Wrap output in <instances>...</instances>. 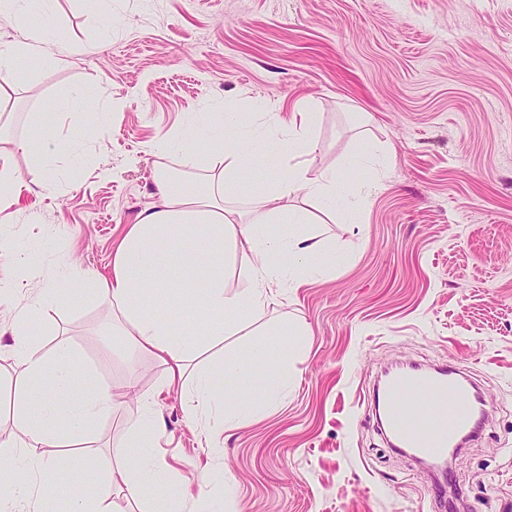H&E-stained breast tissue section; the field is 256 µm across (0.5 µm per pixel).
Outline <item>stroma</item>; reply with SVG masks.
<instances>
[{
	"mask_svg": "<svg viewBox=\"0 0 512 512\" xmlns=\"http://www.w3.org/2000/svg\"><path fill=\"white\" fill-rule=\"evenodd\" d=\"M114 28L83 0H55L52 20L0 16V44L56 30L47 61L0 91V121L38 144L33 116L60 115L51 187L18 205L19 240L35 247L29 288L63 261L106 276L112 252L152 203L159 169L200 170L151 144L205 106L233 113L239 137L271 125L268 153L233 198L248 205L288 139L275 119L294 105L315 114L308 175L335 170L336 265L224 341L194 368L265 341L294 363L289 392L261 417L208 447L187 400L165 387L166 367L109 334L111 311L83 295L47 312L42 348L65 334L95 382L157 394L166 424L159 453L173 477L205 489L194 512H512V0H112ZM93 53H83L85 45ZM103 112L88 133L68 116L77 103ZM275 105L260 117L254 103ZM378 187L365 194L364 183ZM286 314L307 344L271 335ZM463 363L492 416L452 472L455 493L393 450L371 394L388 361ZM122 398L94 447L69 470L94 489L137 414Z\"/></svg>",
	"mask_w": 512,
	"mask_h": 512,
	"instance_id": "35a3bbf8",
	"label": "stroma"
}]
</instances>
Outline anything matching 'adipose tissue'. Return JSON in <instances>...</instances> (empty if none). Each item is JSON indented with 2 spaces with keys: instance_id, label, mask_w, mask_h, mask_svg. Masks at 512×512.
<instances>
[{
  "instance_id": "obj_1",
  "label": "adipose tissue",
  "mask_w": 512,
  "mask_h": 512,
  "mask_svg": "<svg viewBox=\"0 0 512 512\" xmlns=\"http://www.w3.org/2000/svg\"><path fill=\"white\" fill-rule=\"evenodd\" d=\"M43 62L38 42L1 44L0 80L17 79ZM57 120L51 112L36 114L34 123L43 135L37 151L25 141L0 135V213L14 206L29 179L53 182L48 160L54 151ZM313 122L306 106L295 108L288 123V149L244 210L231 206L226 198L248 182L262 158L248 144L225 150L221 113L191 116L179 131L156 141L153 153L162 157L181 153L187 165L203 171L205 183L176 187L166 174H158L156 201L130 225L112 257L110 276H93L68 262L65 285L47 281L26 303H19L11 282L27 253L12 235L0 233V254L9 260L0 270V352L13 356L18 364L11 378L18 442L0 459V469L14 473L16 479L0 485V512H108L116 488L140 502L143 512H185L194 504L193 495L173 482L166 465L151 456L129 460V449L157 447L165 434L147 393L124 450L94 493L73 488L65 503H58L53 488L65 482L66 464L47 456L46 448L88 445L121 394L109 385L87 390L92 375L77 369L73 345L63 339L51 352H43L36 326L44 313L69 295L91 290L96 300L109 305L115 327L129 345L166 365L168 388H183L187 363L204 344L234 334L241 314L252 319L262 316L284 289L301 287L319 272L311 259L324 244L310 227L307 204L314 200L324 209L335 207L337 177L328 172L309 178L300 161L314 149ZM266 224H284L288 231L266 233L262 230ZM240 259L245 262L246 286L226 290L224 270ZM186 293L199 296L213 324L201 328L158 314L166 296ZM253 378L262 381L260 394L242 396L236 382ZM292 381L291 364L272 357L265 343H255L247 354L196 373L187 417L207 440H214L220 431L263 415Z\"/></svg>"
}]
</instances>
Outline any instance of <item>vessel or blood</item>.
Here are the masks:
<instances>
[{
	"mask_svg": "<svg viewBox=\"0 0 512 512\" xmlns=\"http://www.w3.org/2000/svg\"><path fill=\"white\" fill-rule=\"evenodd\" d=\"M395 449L417 461L447 457L475 437L485 402L463 367L410 368L386 374L375 395Z\"/></svg>",
	"mask_w": 512,
	"mask_h": 512,
	"instance_id": "b4317fda",
	"label": "vessel or blood"
}]
</instances>
